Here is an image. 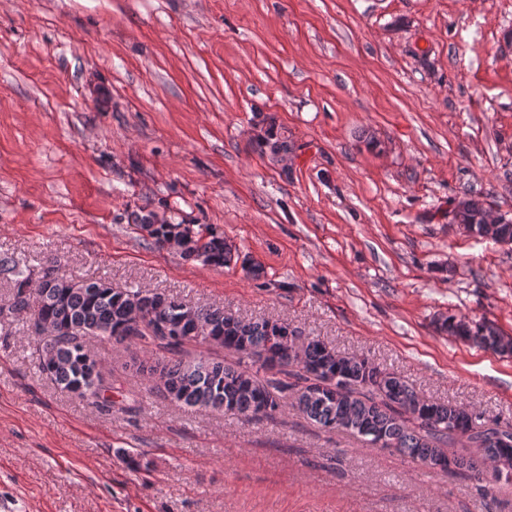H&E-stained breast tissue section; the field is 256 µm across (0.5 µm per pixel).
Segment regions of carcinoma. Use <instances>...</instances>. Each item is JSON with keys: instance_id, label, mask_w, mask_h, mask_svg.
Returning <instances> with one entry per match:
<instances>
[{"instance_id": "cac0c4a2", "label": "carcinoma", "mask_w": 512, "mask_h": 512, "mask_svg": "<svg viewBox=\"0 0 512 512\" xmlns=\"http://www.w3.org/2000/svg\"><path fill=\"white\" fill-rule=\"evenodd\" d=\"M487 201L480 196L458 200L454 218L472 224ZM138 227H151L148 236L164 247L171 240H183L189 248L183 256L208 265L226 266L234 260L232 246L214 233L194 232L184 224L157 223L142 216ZM0 268L16 276L9 303L0 305V316L24 315L30 322L44 320L55 335L43 340L38 371L61 389L72 393L78 385L89 392L87 401L106 412L114 401L107 396L100 361L87 358L94 341L155 346L165 352L156 366L165 377V396L191 410L218 411L248 421L268 419L286 404L325 431L346 432L364 443L388 449L430 470L461 474L476 483L483 496L492 493L484 484L488 459L484 448L494 447L499 428L510 429L474 408L435 399H423L402 376L364 356L342 355L325 342L303 339V361L281 352V337L290 329L280 320H245L211 306L195 307L198 321L211 333L223 337L224 348L236 361L191 358L187 346L195 344L191 323L181 336H160L146 322L133 327L137 315L155 318L172 316L184 302L169 294L146 288H115L106 280L75 282L51 266L39 278L38 287L29 288L30 277L10 258H0ZM449 335L468 339L498 353H512L508 341L484 320L464 322L450 318L443 323ZM328 367L349 378L351 391L341 397L320 391L318 377L311 369ZM421 405L422 414L410 417L407 411ZM454 451L452 465L448 452Z\"/></svg>"}]
</instances>
